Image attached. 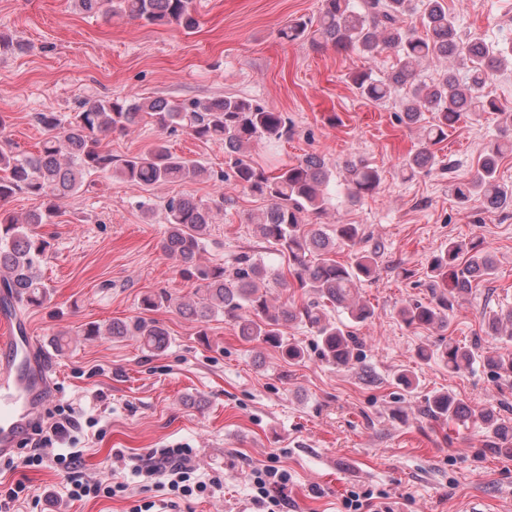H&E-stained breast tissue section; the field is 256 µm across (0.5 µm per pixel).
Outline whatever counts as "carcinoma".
<instances>
[{"label":"carcinoma","mask_w":512,"mask_h":512,"mask_svg":"<svg viewBox=\"0 0 512 512\" xmlns=\"http://www.w3.org/2000/svg\"><path fill=\"white\" fill-rule=\"evenodd\" d=\"M109 14L137 20L146 25H176L190 32L199 25L193 0H118ZM315 20L292 19L279 30L287 41L307 40L313 49L356 51L374 61L388 54L389 70L368 67L349 75L359 96L381 104L402 94L398 121L420 131V144L400 166L402 178L411 180L437 165L432 147L448 139V128L476 112H498L512 123V112L500 106L488 91L495 72L512 69V29L498 42L479 37H462L447 0H320ZM420 15L423 32L405 25V16ZM434 74H427L428 67ZM434 115V122L426 114ZM38 121L46 129H62L46 138L34 153L0 149V203L18 191L44 200V208L18 217L0 208V307H40L48 299L42 263L49 242L35 228L48 224L58 213L56 201L81 188L84 176L109 173L149 191L157 186L195 180L207 170L198 162L172 151L169 141L157 138L146 150L114 156L102 149L101 136L108 132L128 133L150 124L158 131L183 130L189 135L224 146L226 170L210 178L233 180L245 193L259 196L266 207L249 217L258 236L287 259L285 267L250 253H240L225 265L201 261L206 236L224 213V194L204 204L187 196H173L165 203L167 229L163 251L174 261L182 278L195 286L194 299L175 300L166 293L149 294L142 309L175 310L198 323L223 315L234 321L239 335L261 341L295 363L304 359L303 347L284 335L289 323H302L315 330L319 359L331 366L346 367L354 359L357 337L347 325L327 320L324 307L330 303L346 310L353 322H365L374 311L354 298V288L376 274L374 254L358 246L363 241L357 224L312 222L329 208L354 205L377 193L382 175L362 159L345 163L342 190L332 186V172L317 154L293 161L263 166L253 160L250 149L264 143L274 150L293 135L288 117L260 102L239 96L208 100L170 102L161 98L135 100L99 99L84 103L81 110L64 121L53 112ZM512 153V143L494 141L485 151L475 176L449 186L461 204L479 198L495 210L512 208V186L497 179L499 161ZM352 248L350 263L336 260V245ZM496 263L477 242L450 241L432 263L430 287L439 288L448 273V289L434 294L427 304L410 302L400 310L405 324L415 327L447 325L448 311L473 285L494 275ZM297 287L314 297L301 304L269 303L270 282ZM489 329L512 337V310L488 318ZM107 332L114 338L136 336L142 350L153 353L165 348L168 331L155 319L114 320ZM441 357L454 371L471 366L475 348L452 342L442 345ZM424 414L433 421L465 416L463 407L448 393L425 400ZM489 433L488 447L512 454V425L491 413L481 414Z\"/></svg>","instance_id":"cac0c4a2"}]
</instances>
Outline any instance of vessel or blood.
Wrapping results in <instances>:
<instances>
[{"instance_id":"vessel-or-blood-1","label":"vessel or blood","mask_w":512,"mask_h":512,"mask_svg":"<svg viewBox=\"0 0 512 512\" xmlns=\"http://www.w3.org/2000/svg\"><path fill=\"white\" fill-rule=\"evenodd\" d=\"M37 352L21 314L0 309V456L16 448L38 411L37 397L50 382L52 369Z\"/></svg>"}]
</instances>
